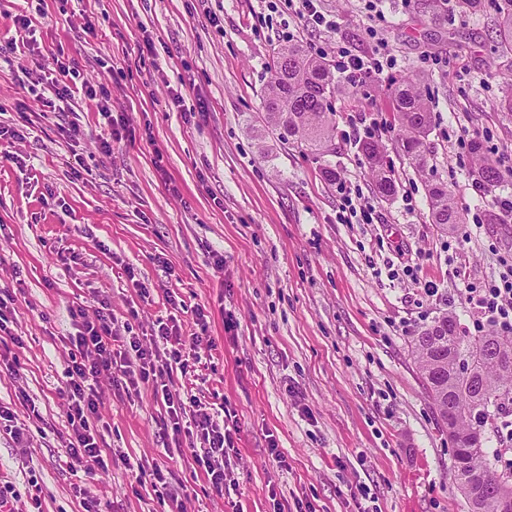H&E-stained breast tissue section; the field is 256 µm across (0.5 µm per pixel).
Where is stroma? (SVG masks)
Returning <instances> with one entry per match:
<instances>
[{"label":"stroma","mask_w":512,"mask_h":512,"mask_svg":"<svg viewBox=\"0 0 512 512\" xmlns=\"http://www.w3.org/2000/svg\"><path fill=\"white\" fill-rule=\"evenodd\" d=\"M39 54L0 55V299L22 344L0 340V399L28 432L0 429V484L9 512H28L38 481L43 512H86V485L102 512H274L310 500L318 512H466L453 482V444L412 356L413 339L440 313L474 332L467 289L499 272L512 253V216L485 220L512 197V176L476 183L469 139L489 159L512 154V54L497 50L493 8L477 16L427 0H321L335 28H297L327 63L339 51H390L393 68L351 83L335 73V136L314 154L257 137L275 49L285 38L265 0H44ZM92 35H85L86 26ZM154 54L140 56L144 37ZM64 49L80 81L105 85L113 115L131 133L100 143L107 122L95 102L55 99L42 81ZM416 76L431 100L424 170L397 144L388 87ZM182 93L173 105L171 91ZM79 123L78 140L65 134ZM375 134L396 191L381 196L358 146ZM349 180L375 209L371 224H343L326 170ZM447 184L466 219L443 234L430 222L426 186ZM480 223H473V216ZM224 256L216 267L214 252ZM149 290L140 298L133 281ZM437 295L427 296L425 283ZM112 306L116 330L150 333L177 316L204 332L200 357L174 372L173 398L197 396L238 426L225 471L235 486L211 492L199 447L175 435L151 387L128 394L100 379L93 424L107 466L94 480L69 467L58 397L75 328L70 309ZM204 308L205 329L194 311ZM139 313L130 321V310ZM233 331H225L227 316ZM286 460L273 462L269 437ZM142 463L127 471L123 457ZM161 467L165 484L152 471Z\"/></svg>","instance_id":"35a3bbf8"}]
</instances>
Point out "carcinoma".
I'll return each instance as SVG.
<instances>
[{
	"label": "carcinoma",
	"mask_w": 512,
	"mask_h": 512,
	"mask_svg": "<svg viewBox=\"0 0 512 512\" xmlns=\"http://www.w3.org/2000/svg\"><path fill=\"white\" fill-rule=\"evenodd\" d=\"M499 48L512 51V0H497ZM271 76L262 96V113L258 132H271L283 144H297L315 154L330 150L334 135L330 99L335 92L334 77L326 63L310 55L300 44L279 48L270 65ZM396 111L401 147L416 167L423 169L429 155L428 135L432 122L429 100L418 83L406 77L389 88ZM360 150L380 193L389 196L394 184L387 173V164L378 141L368 137ZM477 160L475 176L484 187L501 181V173L483 159L479 140L470 144ZM430 219L440 232L447 233L463 223L448 186L428 185ZM415 360L424 385L436 409L454 402L456 413L448 436L457 448L463 466H454L456 486L473 476L480 477L483 495L479 512H499L500 495L509 474L498 473L489 466L483 443L475 436L489 419V407L503 400L512 401V338L489 329L471 336L459 330L456 320L443 313L426 326L415 339ZM479 354L476 373L463 379L458 373L459 361Z\"/></svg>",
	"instance_id": "obj_1"
}]
</instances>
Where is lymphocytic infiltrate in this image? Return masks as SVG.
<instances>
[{
  "label": "lymphocytic infiltrate",
  "mask_w": 512,
  "mask_h": 512,
  "mask_svg": "<svg viewBox=\"0 0 512 512\" xmlns=\"http://www.w3.org/2000/svg\"><path fill=\"white\" fill-rule=\"evenodd\" d=\"M498 274L481 287L470 289L468 302L472 312L492 317L504 335H512V258H500ZM77 328L68 336L66 382L61 390L70 428L67 448L72 461L83 464L87 471L105 467L102 450L92 432L90 420L97 413L95 385L107 376L122 390H138L139 386L165 387L173 368L187 369L190 357L196 356L201 338L186 336L176 320L158 323L152 336L159 346L148 349L139 337L121 336L112 329L114 317L108 302H101L95 319H87L83 307L71 310ZM168 413L175 434L199 439L203 452L196 462L216 495H223L227 475L224 455L233 447L235 428L222 423L220 413L197 409L190 426H182V403L168 402Z\"/></svg>",
  "instance_id": "lymphocytic-infiltrate-1"
}]
</instances>
